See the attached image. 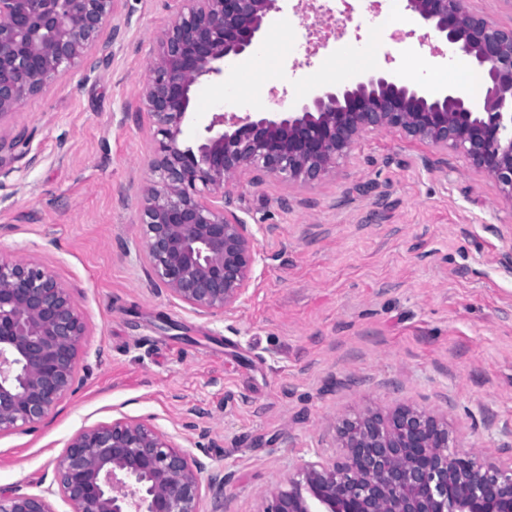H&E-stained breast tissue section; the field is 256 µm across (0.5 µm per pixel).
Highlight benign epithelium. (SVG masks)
I'll return each instance as SVG.
<instances>
[{
	"label": "benign epithelium",
	"mask_w": 512,
	"mask_h": 512,
	"mask_svg": "<svg viewBox=\"0 0 512 512\" xmlns=\"http://www.w3.org/2000/svg\"><path fill=\"white\" fill-rule=\"evenodd\" d=\"M115 0H0V116L88 57ZM152 62L143 95L155 124L156 187L141 213L151 277L199 316L233 314L262 260L250 225L215 193L244 171L293 184L321 180L366 133L395 132L462 155L512 204V29L488 24L465 0H404L450 49L471 58L487 90L474 104L454 91L367 71L352 87H323L293 112L217 115L196 148H181L190 93L224 76L281 0H189ZM86 325L68 288L40 264L0 259V432L32 429L73 392ZM342 460L309 463L262 512H512V468L461 457L447 424L400 406L339 428ZM224 471L139 420L79 430L38 493L0 491V512H200Z\"/></svg>",
	"instance_id": "7a95c632"
}]
</instances>
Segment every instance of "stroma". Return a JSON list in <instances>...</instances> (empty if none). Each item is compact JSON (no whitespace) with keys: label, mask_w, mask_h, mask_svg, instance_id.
<instances>
[{"label":"stroma","mask_w":512,"mask_h":512,"mask_svg":"<svg viewBox=\"0 0 512 512\" xmlns=\"http://www.w3.org/2000/svg\"><path fill=\"white\" fill-rule=\"evenodd\" d=\"M179 0H117L83 62L0 116V257L35 258L72 292L87 325L76 391L36 429L0 433V490L36 493L81 428L118 418L182 430L208 409L191 452L223 468L201 512H260L266 489L305 462L341 458L337 427L364 408L447 417L456 451L512 464V270L497 261L512 204L466 159L391 133L365 135L311 184L263 174L225 191L263 255L231 315L200 317L155 284L141 206L156 175L142 99ZM396 32L362 21L384 53L365 67L320 51L201 79L181 141L221 113L292 110L363 69L443 92L458 53L436 52L411 14ZM312 40L290 8L272 41Z\"/></svg>","instance_id":"stroma-1"}]
</instances>
